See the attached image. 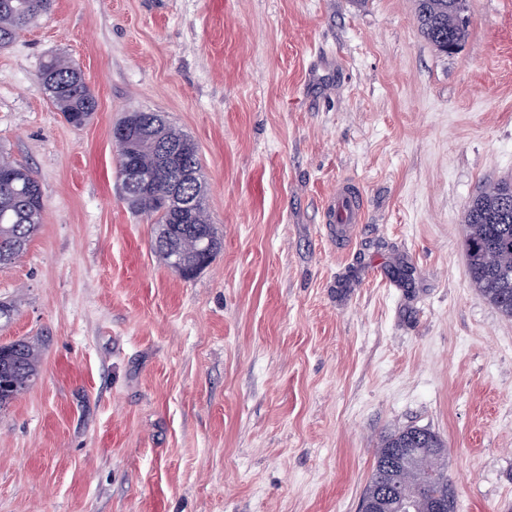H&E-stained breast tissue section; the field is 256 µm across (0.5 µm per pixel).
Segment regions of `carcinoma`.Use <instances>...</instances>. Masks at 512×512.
<instances>
[{
    "mask_svg": "<svg viewBox=\"0 0 512 512\" xmlns=\"http://www.w3.org/2000/svg\"><path fill=\"white\" fill-rule=\"evenodd\" d=\"M53 0H0V46L11 43L22 30L48 14ZM463 0H416L415 13L421 33L439 52L448 46L461 47L468 24L459 20ZM40 81L66 121L95 112L97 101L87 88L81 71L61 57L46 59L39 71ZM155 139H140L132 152L142 168L155 164L154 141L185 147L186 159L195 182L182 186L194 198L189 224L208 230L211 254L221 245L204 204V179L195 142L172 126L166 118L154 130ZM168 190L159 182L145 190L128 189L125 199L131 209L149 216L155 224L154 249L166 256V248H180L188 258L198 243L183 229L175 210L160 201ZM44 203L40 185L32 172L0 152V266L14 261L38 230ZM465 255L470 279L480 295L504 317L512 318V179H502L481 189L465 209ZM39 353L25 340L0 344V407L28 389L38 376ZM414 445L413 469L392 462L396 450ZM396 491L394 500L379 512H397L399 503L409 502L413 512H448V500L455 495L448 477V448L434 432L406 427L385 436L377 448L372 475L362 496L361 509L372 512L382 498L383 488Z\"/></svg>",
    "mask_w": 512,
    "mask_h": 512,
    "instance_id": "cac0c4a2",
    "label": "carcinoma"
}]
</instances>
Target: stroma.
I'll use <instances>...</instances> for the list:
<instances>
[{"label": "stroma", "instance_id": "stroma-1", "mask_svg": "<svg viewBox=\"0 0 512 512\" xmlns=\"http://www.w3.org/2000/svg\"><path fill=\"white\" fill-rule=\"evenodd\" d=\"M466 14L445 55L415 0H55L0 48V152L45 204L0 268V343L40 353L0 409V512H359L407 426L446 442L458 512H512V319L464 250L467 202L512 176V0ZM53 55L97 99L83 127ZM131 110L199 148L221 247L192 278L123 198ZM342 180L365 222L340 249ZM40 81L66 121L80 114H92L97 101L87 88L81 71L61 57L46 59L39 71ZM329 222H335L333 229L338 247L346 246L351 230L364 219V200L360 189L349 181L336 184V191L327 208Z\"/></svg>", "mask_w": 512, "mask_h": 512}]
</instances>
